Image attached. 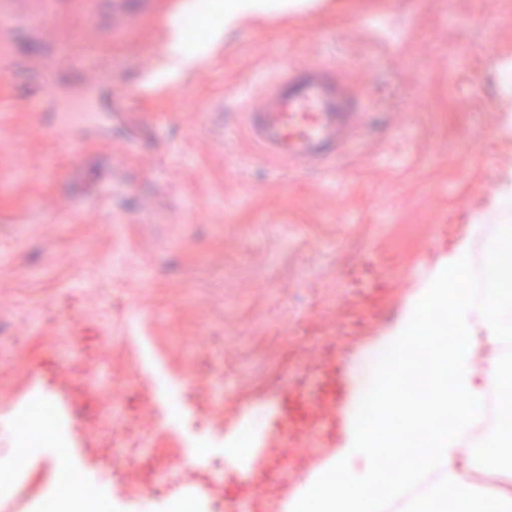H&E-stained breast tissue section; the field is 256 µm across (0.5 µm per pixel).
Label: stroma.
<instances>
[{"label":"stroma","mask_w":512,"mask_h":512,"mask_svg":"<svg viewBox=\"0 0 512 512\" xmlns=\"http://www.w3.org/2000/svg\"><path fill=\"white\" fill-rule=\"evenodd\" d=\"M110 0L93 12L0 15L15 52L47 82L112 64V111L59 139L25 67L0 75V462L23 512L91 484L119 512H251L296 495L335 451L323 427L283 435L282 462L252 479L247 426L273 431L278 396L313 400L320 366L370 344L437 255L485 225L512 170V0H328L277 11L224 37L181 87L144 96L151 46L187 0H154L113 41ZM352 62L375 104L332 170L291 177L258 159L239 88L280 65ZM386 265L377 315L343 286L364 253ZM63 423L60 447L15 445L33 398ZM477 439H512V390H494Z\"/></svg>","instance_id":"1"}]
</instances>
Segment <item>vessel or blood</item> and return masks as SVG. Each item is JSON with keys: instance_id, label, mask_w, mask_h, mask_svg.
Listing matches in <instances>:
<instances>
[{"instance_id": "vessel-or-blood-1", "label": "vessel or blood", "mask_w": 512, "mask_h": 512, "mask_svg": "<svg viewBox=\"0 0 512 512\" xmlns=\"http://www.w3.org/2000/svg\"><path fill=\"white\" fill-rule=\"evenodd\" d=\"M182 81L181 69L164 62L150 70L145 89L172 87ZM98 79H79L66 89L49 95L53 111L62 113L75 103L90 110L111 111L112 101L101 94ZM242 124L261 154L300 165H325L354 144V134L363 125L371 107L364 95L349 84L335 60L318 58L302 65L279 68L264 81L259 95L242 93ZM352 296L366 311H374L381 300L386 278L378 261L363 257L346 275ZM352 397L335 362L321 372V389L314 408H305L296 395L284 396L288 429L298 422L312 421L314 410L329 413L341 422Z\"/></svg>"}]
</instances>
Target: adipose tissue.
I'll list each match as a JSON object with an SVG mask.
<instances>
[{"mask_svg":"<svg viewBox=\"0 0 512 512\" xmlns=\"http://www.w3.org/2000/svg\"><path fill=\"white\" fill-rule=\"evenodd\" d=\"M512 262V226L495 224L483 237L461 234L428 271L426 277L406 298L400 310L382 333L373 340L371 349H402L407 338L425 339L430 331L424 317L438 308L446 309L452 336L447 352L439 355L431 366V376L447 379L453 393L452 405H445L442 394H435L431 404L448 409L453 424L445 432H432L414 464L433 470L441 476V487L447 490L454 512H481V501L473 481L481 469L478 443L467 426L484 405L489 384L506 383L512 375L501 349L512 341V289L504 287L501 273ZM470 276L476 286L466 290L463 276ZM371 349L354 354L349 367L353 385H371L374 374L369 364ZM484 362L486 382H478L477 362ZM373 424L361 419L362 410L352 407L341 431L336 452L325 461V473L353 477L355 483L344 494L327 489L323 476L308 480L293 504L295 512H305L310 499L322 501V512H380L373 493L379 483H386L388 495H398L405 478L385 479L379 470L375 453L377 424L385 423L389 410L373 402Z\"/></svg>","mask_w":512,"mask_h":512,"instance_id":"adipose-tissue-1","label":"adipose tissue"}]
</instances>
